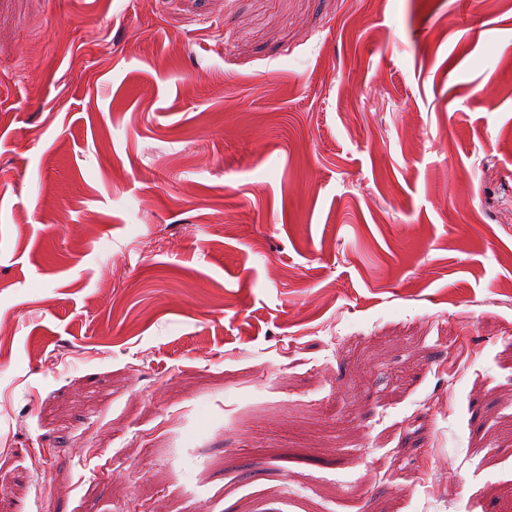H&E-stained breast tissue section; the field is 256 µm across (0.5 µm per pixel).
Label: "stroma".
<instances>
[{"mask_svg": "<svg viewBox=\"0 0 512 512\" xmlns=\"http://www.w3.org/2000/svg\"><path fill=\"white\" fill-rule=\"evenodd\" d=\"M510 504L512 0H0V512Z\"/></svg>", "mask_w": 512, "mask_h": 512, "instance_id": "35a3bbf8", "label": "stroma"}]
</instances>
